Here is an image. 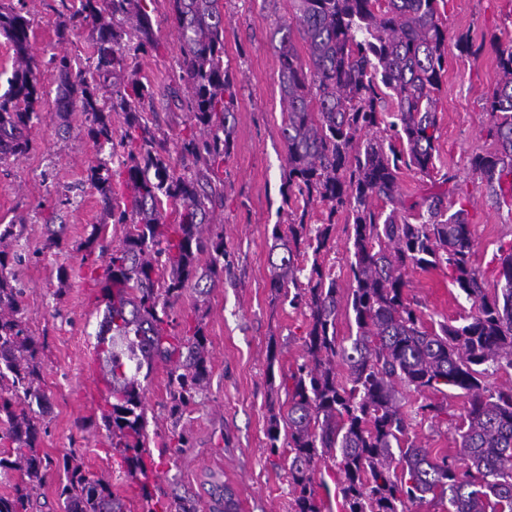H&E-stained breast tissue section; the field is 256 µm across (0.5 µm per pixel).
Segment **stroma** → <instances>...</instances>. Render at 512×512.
Listing matches in <instances>:
<instances>
[{
  "label": "stroma",
  "mask_w": 512,
  "mask_h": 512,
  "mask_svg": "<svg viewBox=\"0 0 512 512\" xmlns=\"http://www.w3.org/2000/svg\"><path fill=\"white\" fill-rule=\"evenodd\" d=\"M32 52L42 68V114L29 134L32 149L0 165V224L18 215L28 220L14 248L25 255L15 266L26 290L24 317L43 344L40 352L44 389L51 401L42 450L51 460L39 500L48 512H63L58 486L65 474L59 463L76 451L85 471L111 474L132 512L139 488L116 471L111 436L101 423L106 387L97 367L96 332L105 303L90 279L81 246L92 225L102 222L100 195L88 168L102 158L85 132L82 112L55 114L59 85L45 67L51 53L73 58L94 51L90 27L61 29L62 0H31L27 6ZM448 33V71L438 94L439 139L429 173L402 170L398 184L406 199L440 191L442 175L465 184L474 260L486 288L498 280V248L512 239V206L493 204L471 167L476 154L494 151L486 135L487 99L496 85V48L512 44V0H446L440 7ZM292 14L291 0H224V59L236 85L235 110L229 118L234 144L217 171L224 195L216 215L224 230V274L206 295L188 290L174 305L178 323L201 325L209 342L211 373L206 389L184 410L179 428L189 439L179 448L168 419V368L157 365L146 388L147 431L155 461L153 488L168 495L191 493L199 512H210L212 483L231 487L239 512H293L288 481V451L270 452L267 429L284 410L283 372L303 356L309 313L292 308L271 286V229L287 224L281 194L285 145L281 133L277 27ZM156 50L139 60L138 78L153 97L145 122L169 144L190 125V115L173 89L178 85L180 43L169 0L150 4ZM62 228L60 248L48 250V229ZM423 305L426 318L452 321L469 310L447 268L414 271L407 290ZM446 401L459 414V395L411 394L406 409L410 433L424 447L454 452V433L431 427L416 415L418 405Z\"/></svg>",
  "instance_id": "obj_1"
}]
</instances>
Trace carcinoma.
<instances>
[{
  "label": "carcinoma",
  "instance_id": "carcinoma-1",
  "mask_svg": "<svg viewBox=\"0 0 512 512\" xmlns=\"http://www.w3.org/2000/svg\"><path fill=\"white\" fill-rule=\"evenodd\" d=\"M180 43L179 80L194 130L179 138L184 173L174 175L166 139L142 121L151 97L136 79L140 58L156 47L147 0H79L70 15L96 30L94 52L82 63L54 55L47 65L61 79L56 112L85 115L87 135L121 159L127 196L100 160L90 180L104 203L87 245L109 224H123L122 242L100 255L98 280L106 300L96 333L107 394L101 412L112 435V457L139 487L140 512H197L190 497L161 501L145 463L147 418L143 381L158 363L169 366L170 419L206 388L210 353L200 326L176 330L172 309L190 287L224 274V233H214L221 202L213 165L230 155L235 83L224 64L223 0H171ZM439 0H293L291 21L280 25L279 85L286 147L283 194L294 200L288 234L271 230L272 288L289 305L306 308L303 362L281 377L288 411L267 431L271 452L288 447L294 512H320L318 465L330 461L346 512H412L432 496L448 512H512V384L489 383L512 369V241L499 248L498 283L484 288L473 261L467 192L408 202L399 192L402 168L427 173L438 139L437 94L446 69L447 32ZM0 33L12 45L14 65L0 94V162L31 148L27 135L40 119L44 92L31 53L29 23L0 3ZM304 42L297 53L293 34ZM498 80L487 112L495 152L476 154L472 168L497 199L512 198V47L498 50ZM397 110H383L385 97ZM124 114L118 134L111 114ZM319 205L327 223L308 227ZM352 225L349 288L318 262L330 248L335 220ZM26 221L0 224V472L17 475L0 495V512H37L38 490L51 461L40 448L49 400L43 387L41 344L23 320L24 288L7 272L22 262L9 250ZM210 256L201 269L197 257ZM312 254L311 267L297 263ZM442 265L471 302L462 322L426 327L420 303L408 299L409 273ZM354 319L349 344L338 341L341 314ZM347 368L340 380L336 362ZM468 397L451 419L457 452L431 455L409 437L403 390ZM440 424L447 406H419ZM64 512H131L109 480L85 472L75 456L63 459ZM214 512H236L231 493L213 488Z\"/></svg>",
  "mask_w": 512,
  "mask_h": 512
}]
</instances>
